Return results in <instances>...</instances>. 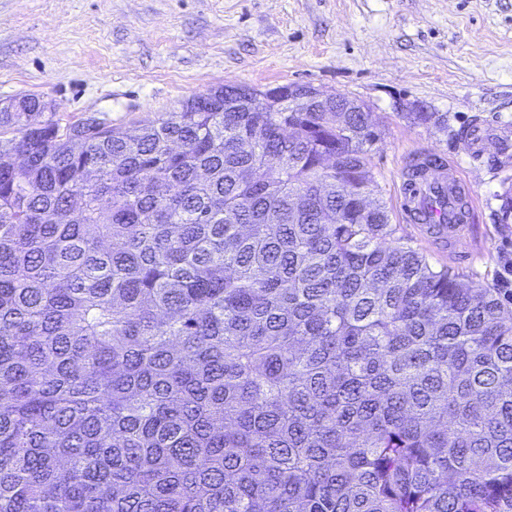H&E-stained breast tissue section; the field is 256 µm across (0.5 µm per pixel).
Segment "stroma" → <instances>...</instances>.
Returning a JSON list of instances; mask_svg holds the SVG:
<instances>
[{
	"mask_svg": "<svg viewBox=\"0 0 512 512\" xmlns=\"http://www.w3.org/2000/svg\"><path fill=\"white\" fill-rule=\"evenodd\" d=\"M310 84L369 106V162L398 234L436 267L501 289L512 310V0H0V101L32 94L62 120L116 128L227 84ZM448 116L447 130L407 119ZM490 136L479 159L461 135ZM458 161L477 222L457 247L399 208L414 157Z\"/></svg>",
	"mask_w": 512,
	"mask_h": 512,
	"instance_id": "35a3bbf8",
	"label": "stroma"
}]
</instances>
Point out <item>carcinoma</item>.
Masks as SVG:
<instances>
[{"mask_svg":"<svg viewBox=\"0 0 512 512\" xmlns=\"http://www.w3.org/2000/svg\"><path fill=\"white\" fill-rule=\"evenodd\" d=\"M12 106L0 512H512V313L361 209L371 113Z\"/></svg>","mask_w":512,"mask_h":512,"instance_id":"cac0c4a2","label":"carcinoma"}]
</instances>
